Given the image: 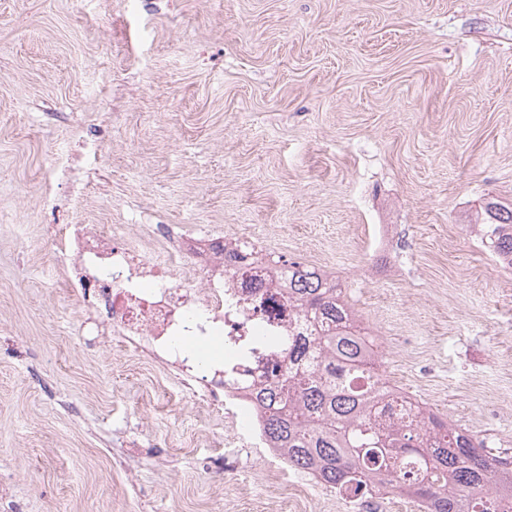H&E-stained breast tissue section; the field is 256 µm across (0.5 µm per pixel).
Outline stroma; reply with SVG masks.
<instances>
[{
	"label": "stroma",
	"mask_w": 512,
	"mask_h": 512,
	"mask_svg": "<svg viewBox=\"0 0 512 512\" xmlns=\"http://www.w3.org/2000/svg\"><path fill=\"white\" fill-rule=\"evenodd\" d=\"M491 199L512 0H0V512H343L260 459L219 478L223 424L89 333L60 224L270 231L336 276L389 381L512 448V270L470 230Z\"/></svg>",
	"instance_id": "stroma-1"
}]
</instances>
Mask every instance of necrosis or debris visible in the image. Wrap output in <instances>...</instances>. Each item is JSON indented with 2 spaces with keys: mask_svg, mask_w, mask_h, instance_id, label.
<instances>
[{
  "mask_svg": "<svg viewBox=\"0 0 512 512\" xmlns=\"http://www.w3.org/2000/svg\"><path fill=\"white\" fill-rule=\"evenodd\" d=\"M253 240L249 233L177 235L167 224L145 225L136 236L123 224H61L53 250L74 270L71 295L199 407L223 416L224 471L254 453L273 461L267 479L278 484L288 462L267 439L256 369L282 359L270 337L305 336L310 327L270 265H225V245ZM217 341L223 355L204 364L188 349Z\"/></svg>",
  "mask_w": 512,
  "mask_h": 512,
  "instance_id": "1",
  "label": "necrosis or debris"
}]
</instances>
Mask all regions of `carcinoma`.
Masks as SVG:
<instances>
[{
	"instance_id": "carcinoma-1",
	"label": "carcinoma",
	"mask_w": 512,
	"mask_h": 512,
	"mask_svg": "<svg viewBox=\"0 0 512 512\" xmlns=\"http://www.w3.org/2000/svg\"><path fill=\"white\" fill-rule=\"evenodd\" d=\"M483 213L475 225L482 245L511 268L512 206L491 200ZM288 281L298 313L325 325L288 340L287 361L316 358L308 373L286 369L257 392L267 436L289 467L350 497L395 490L428 512H488V501L512 495V458L487 453L485 440L418 406L396 425L395 406L375 395L385 377L357 383L370 355L354 339L357 311L335 276L290 261Z\"/></svg>"
}]
</instances>
